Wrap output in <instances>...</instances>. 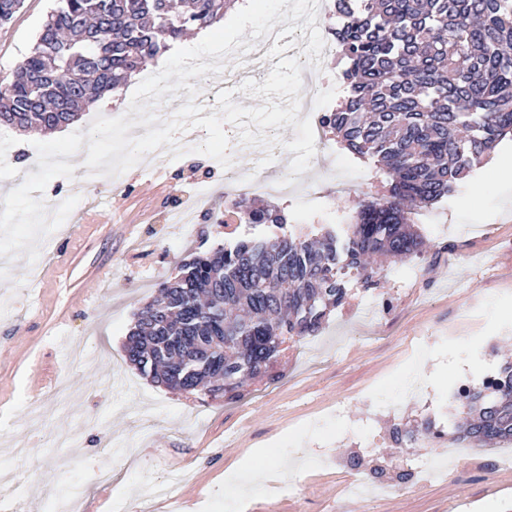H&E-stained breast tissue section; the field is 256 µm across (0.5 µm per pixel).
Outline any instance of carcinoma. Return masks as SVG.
<instances>
[{
    "mask_svg": "<svg viewBox=\"0 0 512 512\" xmlns=\"http://www.w3.org/2000/svg\"><path fill=\"white\" fill-rule=\"evenodd\" d=\"M228 0H55L12 80L0 83V127L51 131L116 96L193 28L222 19ZM23 0H0V26ZM347 96L323 116L350 152L386 169L389 196L360 203L343 246L336 236L218 242L182 262L129 331L125 355L164 382L180 370L193 393L224 373L237 398L288 350L318 336L346 296L343 276L369 282L370 260H402L424 243L408 204L448 196L512 137V0H356L340 7ZM257 224H285L276 208L239 201ZM469 391L452 436L471 448L512 444V365Z\"/></svg>",
    "mask_w": 512,
    "mask_h": 512,
    "instance_id": "obj_1",
    "label": "carcinoma"
}]
</instances>
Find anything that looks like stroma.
Wrapping results in <instances>:
<instances>
[{
    "label": "stroma",
    "mask_w": 512,
    "mask_h": 512,
    "mask_svg": "<svg viewBox=\"0 0 512 512\" xmlns=\"http://www.w3.org/2000/svg\"><path fill=\"white\" fill-rule=\"evenodd\" d=\"M52 0H24L0 26V80L32 47ZM38 132L9 135L26 167H0V197L38 172ZM512 141L427 207L412 214L423 253L390 265L372 284L346 282L347 295L321 335L293 344L267 376L228 400L152 382L125 361L137 313L181 259L224 237V172L206 156L173 160L168 146L146 154L120 180L89 185L84 169L47 185L79 196L35 262L0 258V466L16 474L26 512H53L40 481L53 474L80 492L79 512H489L512 507V469L460 475L462 448L448 443L445 472L408 487L380 475L366 510L346 491L352 466L370 455L406 460L417 451L398 433L443 419L463 379L480 385L512 360ZM349 191L328 193L324 212L299 198L256 196L281 209L289 232H335L359 202L386 194L373 160L336 141L310 166ZM209 186L212 211L192 230L165 223L168 208ZM389 298L386 315L366 312ZM272 454L274 484L252 481L254 449ZM344 468H337V461ZM296 488L285 493L286 485Z\"/></svg>",
    "instance_id": "obj_1"
}]
</instances>
